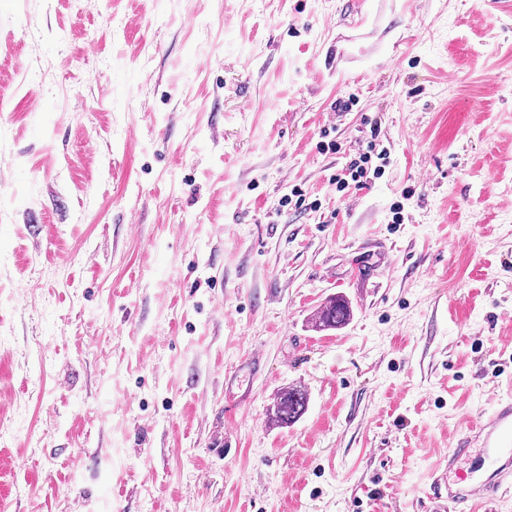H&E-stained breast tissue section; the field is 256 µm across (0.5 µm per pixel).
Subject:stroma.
<instances>
[{
  "mask_svg": "<svg viewBox=\"0 0 512 512\" xmlns=\"http://www.w3.org/2000/svg\"><path fill=\"white\" fill-rule=\"evenodd\" d=\"M508 395L512 0H0L7 512H432ZM364 124L366 126L370 124L369 137L361 142V148L354 156L328 178V183L335 187L336 192L349 191L352 185L359 189L367 185L370 180L381 178L385 172L382 168L386 166L388 155L384 149L377 150L380 135L378 125L376 122L368 123L367 121ZM374 159L381 160L380 164ZM351 308L349 303L342 297L329 299L319 309L314 318V325L319 330L336 329L349 321ZM307 392L301 387L283 388L276 396L270 414L273 424L286 427L295 422L306 410Z\"/></svg>",
  "mask_w": 512,
  "mask_h": 512,
  "instance_id": "35a3bbf8",
  "label": "stroma"
}]
</instances>
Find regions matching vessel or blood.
Wrapping results in <instances>:
<instances>
[{"instance_id":"b4317fda","label":"vessel or blood","mask_w":512,"mask_h":512,"mask_svg":"<svg viewBox=\"0 0 512 512\" xmlns=\"http://www.w3.org/2000/svg\"><path fill=\"white\" fill-rule=\"evenodd\" d=\"M478 455L479 465L463 478L449 483L448 494L437 512L494 502L498 493L512 486V400L501 401L493 415L476 422L455 448L448 451V469L460 460Z\"/></svg>"}]
</instances>
